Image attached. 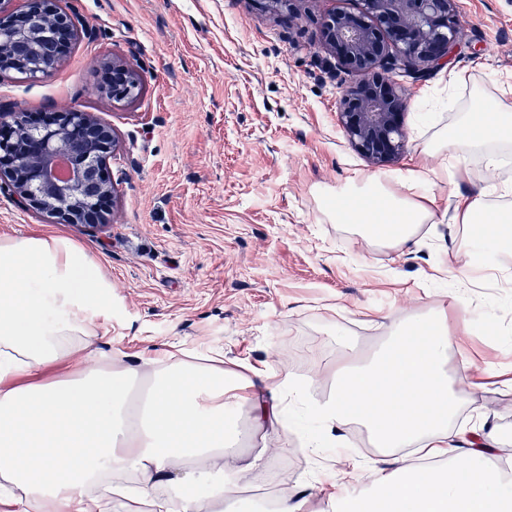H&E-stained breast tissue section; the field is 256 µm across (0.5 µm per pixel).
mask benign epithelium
<instances>
[{"label":"benign epithelium","instance_id":"1","mask_svg":"<svg viewBox=\"0 0 512 512\" xmlns=\"http://www.w3.org/2000/svg\"><path fill=\"white\" fill-rule=\"evenodd\" d=\"M81 34L60 0H0V71L26 65L39 80L55 69ZM321 41L349 75L339 99L338 122L350 144L378 165L405 149L408 97L399 78L428 77L460 45L457 0H357L354 12L325 17ZM112 82L105 93L131 101L139 74L119 56L107 63ZM116 148L112 128L94 113L51 112L34 126L27 114L0 113V188L18 202L72 224H101L106 214L82 205L85 191L111 198Z\"/></svg>","mask_w":512,"mask_h":512}]
</instances>
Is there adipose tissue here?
<instances>
[{"instance_id":"ef3b65f1","label":"adipose tissue","mask_w":512,"mask_h":512,"mask_svg":"<svg viewBox=\"0 0 512 512\" xmlns=\"http://www.w3.org/2000/svg\"><path fill=\"white\" fill-rule=\"evenodd\" d=\"M476 110L427 146L442 165L461 169L482 155L487 174L504 162L497 148L512 143V112L476 93ZM429 171L391 184L382 174L348 180L326 211L372 245L410 242L434 212L425 189ZM472 227L467 255L483 272L512 257V210L468 199L457 216ZM112 313V283L69 238L0 237V512H106L113 498L128 512H223L264 461L263 454L224 463L238 435V413L250 405L253 431H287L292 407L320 425L307 440L311 454L336 444L350 422L364 425L394 470L365 469L358 494L330 493L336 512H512V474L478 476L494 458L495 430L466 441L467 468L453 464L458 437L449 422L471 387L448 372L461 346L439 308L423 320L397 323L366 364L342 357L333 391L310 401L306 382L291 375L253 383L242 363L196 364L167 352L92 367L99 317Z\"/></svg>"}]
</instances>
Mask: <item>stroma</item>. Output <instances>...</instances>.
Masks as SVG:
<instances>
[{"mask_svg": "<svg viewBox=\"0 0 512 512\" xmlns=\"http://www.w3.org/2000/svg\"><path fill=\"white\" fill-rule=\"evenodd\" d=\"M92 29L37 81L0 75V111L28 113L61 103L112 126L116 200L103 226L54 223L0 190V237L44 233L81 244L112 281V317L98 320L94 356L152 357L175 350L199 363L223 356L264 375L311 380L319 399L340 342L367 358L393 323L444 307L472 359L496 370L460 408L452 430L484 424L500 435L497 460L512 462V279L484 275L468 286L467 229L458 208L487 187L479 157L463 172L433 178V222L415 244L366 245L333 223L321 198L348 179L432 169L427 144L450 125L473 90L512 109V0H459L460 46L421 81H406L404 152L383 166L348 143L337 118L340 80L326 71L319 32L355 0H296L292 17L267 0H67ZM120 56L139 73L141 95L115 103L101 91L104 60ZM497 335L485 334L487 323ZM343 446L312 456L306 426L268 441L244 439L228 463L265 450L242 497L263 505L305 492L309 512H329L326 476L344 456L377 459L366 430L346 428Z\"/></svg>", "mask_w": 512, "mask_h": 512, "instance_id": "35a3bbf8", "label": "stroma"}]
</instances>
